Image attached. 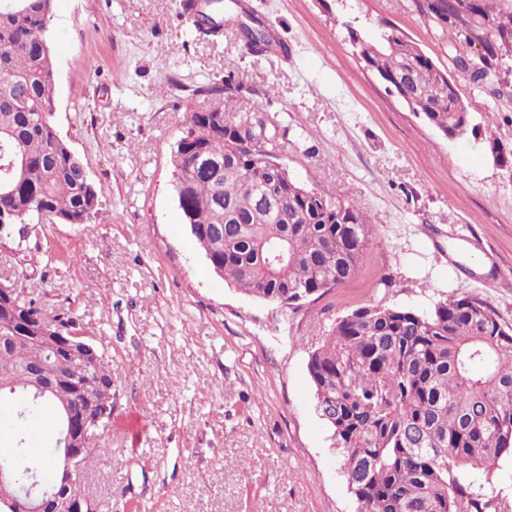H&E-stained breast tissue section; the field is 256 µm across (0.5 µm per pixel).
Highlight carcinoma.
<instances>
[{"label":"carcinoma","instance_id":"carcinoma-1","mask_svg":"<svg viewBox=\"0 0 512 512\" xmlns=\"http://www.w3.org/2000/svg\"><path fill=\"white\" fill-rule=\"evenodd\" d=\"M0 0V215L12 224H88L99 214L103 188L55 131L54 60L49 24L55 0ZM182 15L195 33L224 30L222 0H186ZM441 32L455 34L456 65L496 90L499 54L512 55V11L494 0H418ZM248 53L268 49L266 30L242 23ZM358 59L393 93L448 139L470 127V106L430 56L400 30L384 25L366 40L351 31ZM224 86L202 112L186 113V136L173 152L174 189L191 235L213 270L243 293L299 308L347 283L366 255L369 219L355 203L300 185L278 160L287 130L264 112H228ZM203 152L223 162L220 176L196 167ZM19 321L0 313V441L16 462H0L15 483L37 495L57 452L64 410L112 401V368L105 357L88 364L62 350L57 327L85 335L68 308L53 315L38 298L12 287ZM42 326L34 341L24 326ZM44 364L49 390L32 396L27 369ZM316 408L358 512H507L508 505L476 484L512 457V329L482 300L461 295L422 313L361 306L334 323L307 364ZM106 420L83 449L82 471L69 487L86 497L85 479L98 463Z\"/></svg>","mask_w":512,"mask_h":512}]
</instances>
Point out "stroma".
<instances>
[{"label": "stroma", "mask_w": 512, "mask_h": 512, "mask_svg": "<svg viewBox=\"0 0 512 512\" xmlns=\"http://www.w3.org/2000/svg\"><path fill=\"white\" fill-rule=\"evenodd\" d=\"M198 37L173 0H56L51 122L102 186L89 224H17L0 282L72 308L112 366V426L87 490L104 512H356L316 411L307 364L336 319L382 304L419 312L472 295L512 328V57L490 93L458 69L453 34L418 0H224ZM273 34L264 56L236 21ZM410 37L471 103L450 140L358 60L348 30ZM232 77L228 109L288 130L300 184L363 206L356 275L286 308L211 270L172 185V151L201 86Z\"/></svg>", "instance_id": "35a3bbf8"}]
</instances>
